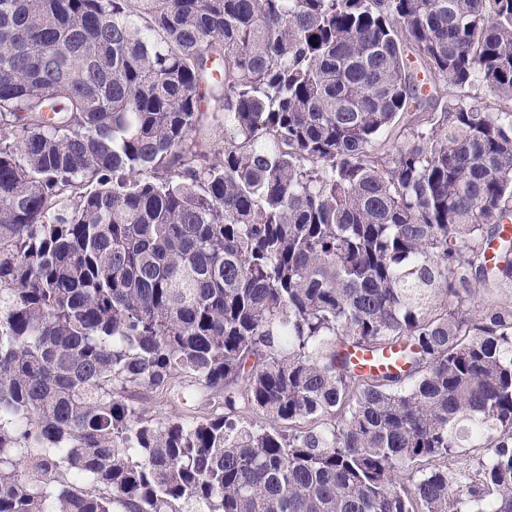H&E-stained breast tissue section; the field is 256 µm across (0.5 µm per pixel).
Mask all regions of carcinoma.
Segmentation results:
<instances>
[{
	"instance_id": "carcinoma-1",
	"label": "carcinoma",
	"mask_w": 512,
	"mask_h": 512,
	"mask_svg": "<svg viewBox=\"0 0 512 512\" xmlns=\"http://www.w3.org/2000/svg\"><path fill=\"white\" fill-rule=\"evenodd\" d=\"M509 221L512 0H0V512H512ZM351 361L367 373L377 374L385 371H395L402 364L399 349L385 350L375 354L364 350H350ZM139 405L145 408L150 415L157 419L166 420L167 418L181 417L184 419L198 418L202 419L207 417L211 411L205 409L199 402L195 401H170L165 398H158L154 393L147 395H139Z\"/></svg>"
}]
</instances>
